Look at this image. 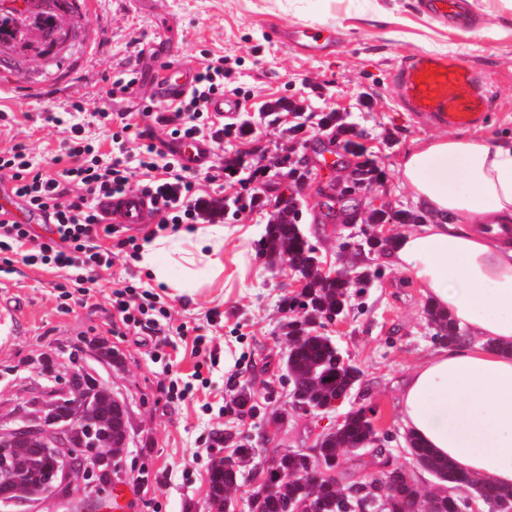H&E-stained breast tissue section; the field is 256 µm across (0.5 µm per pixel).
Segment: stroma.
Returning <instances> with one entry per match:
<instances>
[{
    "label": "stroma",
    "instance_id": "1",
    "mask_svg": "<svg viewBox=\"0 0 512 512\" xmlns=\"http://www.w3.org/2000/svg\"><path fill=\"white\" fill-rule=\"evenodd\" d=\"M476 24L441 23L423 14L417 0H168L170 29L182 55L200 61L202 53L224 59L227 88L239 89L245 109L239 121L252 132L224 142L225 157L245 163L283 155L291 148L310 155L311 175L298 200L302 229L319 250L327 272L366 273L370 284L352 296L340 322L323 327L361 372L347 399L335 409L309 414L293 407L287 373L284 323L293 319L286 303L294 297L297 274L273 266L257 254L258 243L274 213V203L290 185L269 173L260 182H225L219 197L259 194L264 205L252 214L224 215L222 272H198L194 291L177 294L156 281L138 260L116 263L89 294L62 296L52 270L16 263L15 273L0 276V410L11 411L39 383V362L68 365L78 351L99 382L124 401L128 443L117 461L131 492L130 512H203L209 471L230 455L225 431L264 437L257 460L283 449L314 448L350 409H373L374 424L392 465L413 467L402 422L401 391L409 373L437 344L425 308L428 304L411 278L387 265L381 251L364 248L367 237L401 232L398 224L366 222L371 210H414L398 165L416 144L441 136L397 103L392 73L415 55H437L482 74L496 90L491 120L473 137L488 144L512 140V11L499 0H469ZM12 20L29 25L26 45L4 50L0 65V113H15L0 127V148L25 142L41 163L60 153L63 134L47 124V112L102 94L108 77L131 68L142 79L151 70L139 62L131 43L152 44L157 27L151 13L128 9L124 0H84L80 16H55V25L77 27L78 38L63 63L41 55V31L26 0H13ZM295 24L335 29V50L321 57L302 55L279 36ZM303 100L317 112L340 113L352 123L367 156L383 173L377 183L356 193L359 212L351 223H325L320 210L335 196L357 159L345 155L336 165L312 154V145L331 134L308 121L289 136L294 118L268 105ZM158 293L173 324L189 336H169L167 345L151 344L113 324L109 297L122 281ZM202 337L194 347V337ZM250 386L260 415L241 418L234 404L241 386ZM287 410L282 430L263 435L261 416Z\"/></svg>",
    "mask_w": 512,
    "mask_h": 512
}]
</instances>
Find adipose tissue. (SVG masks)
Returning <instances> with one entry per match:
<instances>
[{
    "mask_svg": "<svg viewBox=\"0 0 512 512\" xmlns=\"http://www.w3.org/2000/svg\"><path fill=\"white\" fill-rule=\"evenodd\" d=\"M400 176L432 217L392 239L385 260L467 329L407 377L403 424L480 484L512 487V142L439 137ZM224 228L198 229L189 264L220 267Z\"/></svg>",
    "mask_w": 512,
    "mask_h": 512,
    "instance_id": "ef3b65f1",
    "label": "adipose tissue"
}]
</instances>
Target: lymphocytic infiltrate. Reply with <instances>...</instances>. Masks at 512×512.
Returning a JSON list of instances; mask_svg holds the SVG:
<instances>
[{
    "label": "lymphocytic infiltrate",
    "mask_w": 512,
    "mask_h": 512,
    "mask_svg": "<svg viewBox=\"0 0 512 512\" xmlns=\"http://www.w3.org/2000/svg\"><path fill=\"white\" fill-rule=\"evenodd\" d=\"M223 57H213L200 68L193 89L176 104L171 116L162 118L164 137L144 133L136 149H129L131 124L126 113L111 112L106 105L87 107L75 103L74 111H92L112 142L102 152L84 124L65 122L61 113H48L46 120L60 127L65 166L49 172L35 162L22 142L0 148V171L9 173L12 192L28 211L49 218L47 239H39L32 225L0 221V274L14 271L15 261L55 269L63 280L78 285H95L117 259L111 249L99 245L100 236H111V225L102 223L96 209L99 197L137 191L153 198L157 206V228L179 231L182 225L211 224L224 215V201L205 191V184H223L233 173L224 166L222 149L236 127H221L211 119L206 103L223 93ZM209 138L217 152L205 172L196 179L175 152L166 150L167 141ZM117 322L142 336H166L172 331L167 310L156 307L153 292L127 285L112 293Z\"/></svg>",
    "instance_id": "lymphocytic-infiltrate-1"
}]
</instances>
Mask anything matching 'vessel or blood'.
Wrapping results in <instances>:
<instances>
[{
    "label": "vessel or blood",
    "instance_id": "1",
    "mask_svg": "<svg viewBox=\"0 0 512 512\" xmlns=\"http://www.w3.org/2000/svg\"><path fill=\"white\" fill-rule=\"evenodd\" d=\"M423 9L431 16L448 21L465 15L466 0H421ZM291 47L306 55H323L336 42L334 29L322 26L296 25L284 34ZM197 69L194 63L180 62L157 68L148 88L135 95L136 104L151 100L167 104L181 100L194 86ZM398 101L409 112L430 124L460 130L484 126L492 111L493 90L480 74L459 67L447 58L418 55L404 61L393 72ZM241 99L233 93L213 96L207 110L217 121L236 119ZM183 162L195 170L206 169L213 159L209 140L181 139L172 144ZM104 223L117 224L134 231L146 224L156 223V211L150 198L130 192L101 199L97 205Z\"/></svg>",
    "mask_w": 512,
    "mask_h": 512
}]
</instances>
